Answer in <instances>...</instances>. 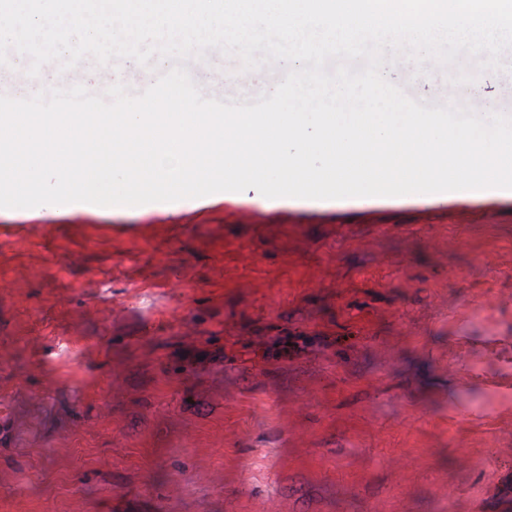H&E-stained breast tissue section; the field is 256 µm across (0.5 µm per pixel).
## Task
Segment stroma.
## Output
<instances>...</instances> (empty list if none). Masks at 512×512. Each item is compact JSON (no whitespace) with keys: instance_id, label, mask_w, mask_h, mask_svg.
Returning <instances> with one entry per match:
<instances>
[{"instance_id":"stroma-1","label":"stroma","mask_w":512,"mask_h":512,"mask_svg":"<svg viewBox=\"0 0 512 512\" xmlns=\"http://www.w3.org/2000/svg\"><path fill=\"white\" fill-rule=\"evenodd\" d=\"M502 61L381 73L512 115ZM256 196L0 215V512H512V196Z\"/></svg>"}]
</instances>
